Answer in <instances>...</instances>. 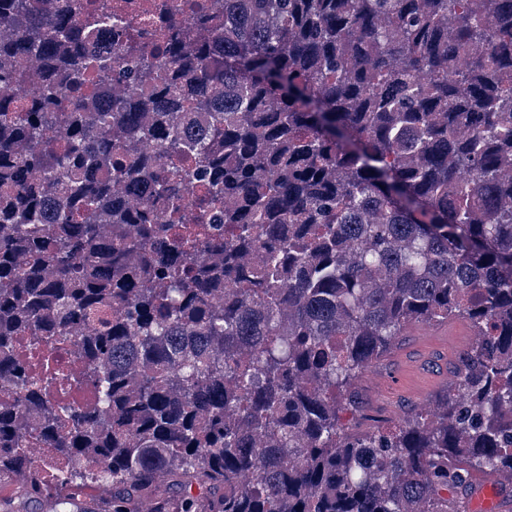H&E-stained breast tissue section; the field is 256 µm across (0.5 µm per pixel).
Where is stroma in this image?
Segmentation results:
<instances>
[{
  "label": "stroma",
  "mask_w": 512,
  "mask_h": 512,
  "mask_svg": "<svg viewBox=\"0 0 512 512\" xmlns=\"http://www.w3.org/2000/svg\"><path fill=\"white\" fill-rule=\"evenodd\" d=\"M479 341L475 327L463 317L407 324L350 381L355 405L343 412L344 426L358 433L388 430L436 410L455 389L460 357Z\"/></svg>",
  "instance_id": "stroma-1"
}]
</instances>
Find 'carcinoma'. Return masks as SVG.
<instances>
[{
	"mask_svg": "<svg viewBox=\"0 0 512 512\" xmlns=\"http://www.w3.org/2000/svg\"><path fill=\"white\" fill-rule=\"evenodd\" d=\"M213 12L151 44L107 0H0V84L43 73L0 99V512L78 477L92 512H448L449 458L512 477V0ZM455 314L458 393L346 434L348 381Z\"/></svg>",
	"mask_w": 512,
	"mask_h": 512,
	"instance_id": "1",
	"label": "carcinoma"
}]
</instances>
